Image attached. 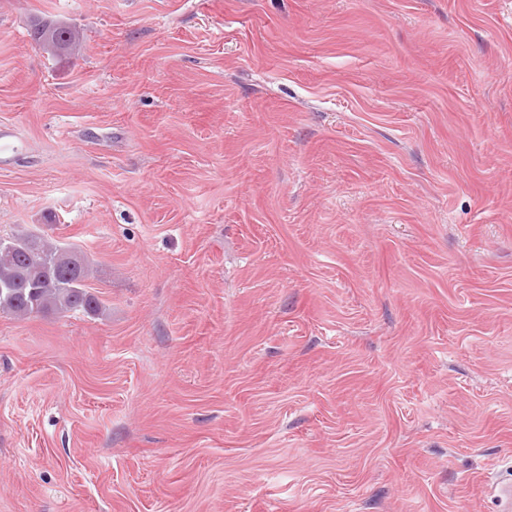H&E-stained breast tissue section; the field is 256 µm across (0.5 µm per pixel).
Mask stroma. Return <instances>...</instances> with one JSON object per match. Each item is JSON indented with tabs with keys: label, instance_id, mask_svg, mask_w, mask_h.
<instances>
[{
	"label": "stroma",
	"instance_id": "35a3bbf8",
	"mask_svg": "<svg viewBox=\"0 0 512 512\" xmlns=\"http://www.w3.org/2000/svg\"><path fill=\"white\" fill-rule=\"evenodd\" d=\"M1 126L104 310L0 313V512H500L512 0H0ZM30 36L52 54L75 53L80 47L78 31L56 20L34 18L30 24Z\"/></svg>",
	"mask_w": 512,
	"mask_h": 512
}]
</instances>
